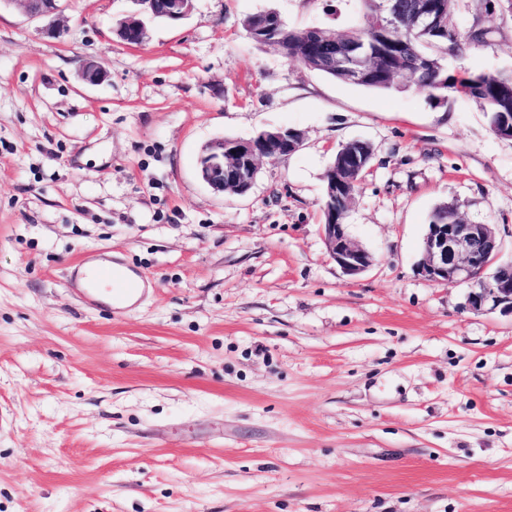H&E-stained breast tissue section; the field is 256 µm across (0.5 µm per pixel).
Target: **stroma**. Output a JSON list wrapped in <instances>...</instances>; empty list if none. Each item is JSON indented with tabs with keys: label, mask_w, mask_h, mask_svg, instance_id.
Segmentation results:
<instances>
[{
	"label": "stroma",
	"mask_w": 512,
	"mask_h": 512,
	"mask_svg": "<svg viewBox=\"0 0 512 512\" xmlns=\"http://www.w3.org/2000/svg\"><path fill=\"white\" fill-rule=\"evenodd\" d=\"M131 7L65 0L58 38L0 7V512H512V314L418 269L443 203L512 257V139L470 98L343 83L240 26L342 32L357 0H195L138 47ZM451 22L486 41L449 69L512 71V0ZM274 127L303 145L247 196L200 180L208 142ZM353 140L343 222L374 262L352 280L320 226ZM101 254L144 280L131 308L73 291Z\"/></svg>",
	"instance_id": "1"
}]
</instances>
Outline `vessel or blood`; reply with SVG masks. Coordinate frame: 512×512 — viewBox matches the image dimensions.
Here are the masks:
<instances>
[{
    "label": "vessel or blood",
    "instance_id": "vessel-or-blood-1",
    "mask_svg": "<svg viewBox=\"0 0 512 512\" xmlns=\"http://www.w3.org/2000/svg\"><path fill=\"white\" fill-rule=\"evenodd\" d=\"M71 279L85 300L124 305L140 292V280L116 265H90L80 261L73 265Z\"/></svg>",
    "mask_w": 512,
    "mask_h": 512
}]
</instances>
